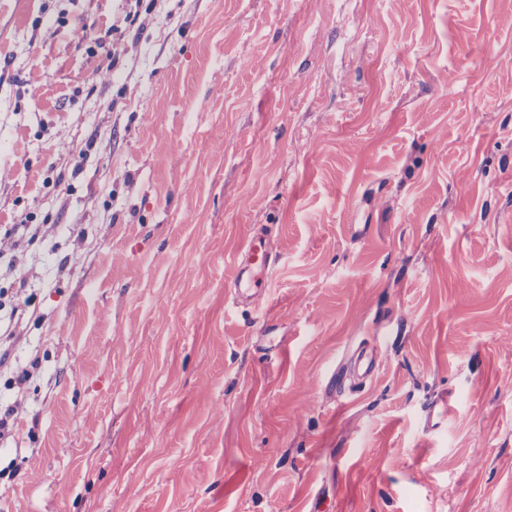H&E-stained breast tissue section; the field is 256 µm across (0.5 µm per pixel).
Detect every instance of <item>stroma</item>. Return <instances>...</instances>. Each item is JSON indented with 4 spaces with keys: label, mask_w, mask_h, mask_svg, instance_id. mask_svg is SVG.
I'll use <instances>...</instances> for the list:
<instances>
[{
    "label": "stroma",
    "mask_w": 512,
    "mask_h": 512,
    "mask_svg": "<svg viewBox=\"0 0 512 512\" xmlns=\"http://www.w3.org/2000/svg\"><path fill=\"white\" fill-rule=\"evenodd\" d=\"M0 328V512H512V0H0ZM278 262L279 256L272 249L252 246L245 257L237 261L235 284L241 282L246 273L256 268L261 277L254 281V288H262V285L272 277Z\"/></svg>",
    "instance_id": "stroma-1"
}]
</instances>
